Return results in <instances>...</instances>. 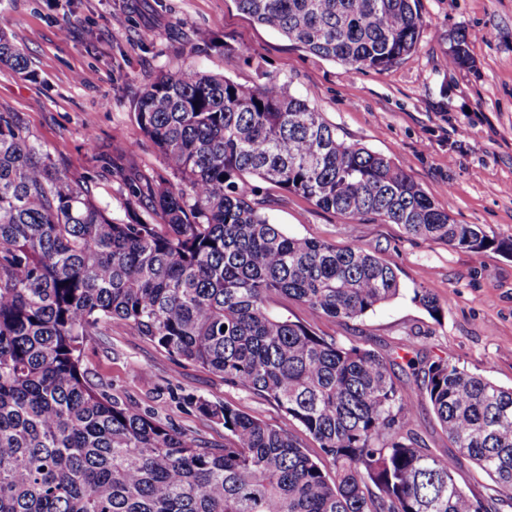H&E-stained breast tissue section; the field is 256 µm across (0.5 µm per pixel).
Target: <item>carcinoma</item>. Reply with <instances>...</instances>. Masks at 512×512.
I'll return each mask as SVG.
<instances>
[{
    "label": "carcinoma",
    "mask_w": 512,
    "mask_h": 512,
    "mask_svg": "<svg viewBox=\"0 0 512 512\" xmlns=\"http://www.w3.org/2000/svg\"><path fill=\"white\" fill-rule=\"evenodd\" d=\"M301 50L359 70L411 58L420 0H235ZM449 61L472 63L454 35ZM0 64L31 77L0 31ZM173 180L115 169L125 218L93 200L0 112V512H501L512 507V389L445 359L345 346L271 305L294 300L339 323L400 295L396 269L363 246L292 236L254 199L253 179L354 219L371 214L466 251L512 252L456 224L386 156L341 139L314 104L272 77L253 87L185 67L132 103ZM430 315L442 306L414 291ZM116 324L169 355L274 403L299 433L226 402L195 400L224 423L208 448L112 400L81 350ZM425 398L457 455L413 429ZM317 444L312 458L304 439ZM470 460L491 480L469 494ZM456 477L463 487L477 495H483L491 483L490 479L467 459L461 460Z\"/></svg>",
    "instance_id": "cac0c4a2"
}]
</instances>
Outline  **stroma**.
Instances as JSON below:
<instances>
[{
  "instance_id": "35a3bbf8",
  "label": "stroma",
  "mask_w": 512,
  "mask_h": 512,
  "mask_svg": "<svg viewBox=\"0 0 512 512\" xmlns=\"http://www.w3.org/2000/svg\"><path fill=\"white\" fill-rule=\"evenodd\" d=\"M421 13L414 56L366 71L297 49L235 0H0V25L37 74L31 80L0 66V112L18 113L32 140L121 218L119 179L107 161L169 175L133 117L144 86L186 66L246 87L264 73L313 98L345 141L403 168L455 223L482 225L511 243L512 0H421ZM459 31L469 37L467 68L447 61L449 39ZM208 36L220 48L206 45ZM257 198L290 235L376 252L402 285L397 298L345 325L292 300L274 305L276 314L347 346L442 358L512 387V253H472L412 237L400 225L371 215L352 219L264 182ZM417 289L438 300L439 317L414 302ZM82 359L90 380L119 403L214 448L224 445V425L201 417L190 396L292 428L274 405L127 329L102 326Z\"/></svg>"
}]
</instances>
